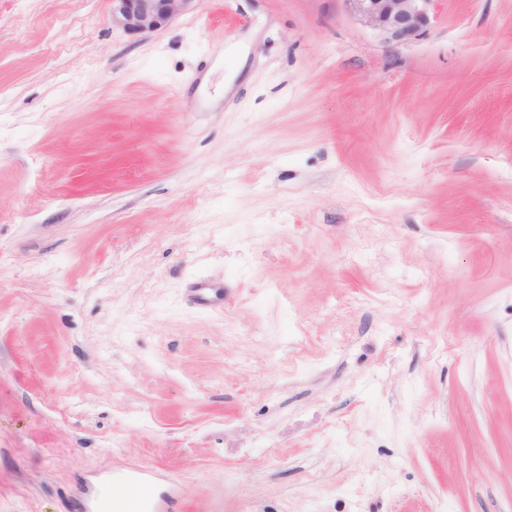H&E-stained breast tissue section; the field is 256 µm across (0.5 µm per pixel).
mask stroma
I'll return each mask as SVG.
<instances>
[{"instance_id":"1","label":"stroma","mask_w":512,"mask_h":512,"mask_svg":"<svg viewBox=\"0 0 512 512\" xmlns=\"http://www.w3.org/2000/svg\"><path fill=\"white\" fill-rule=\"evenodd\" d=\"M111 12L0 0V512H512V0ZM196 1L201 0H112V25L130 34L152 33ZM435 0H342L348 15L385 44L401 45L431 24ZM157 473L145 466L131 469L112 481L100 483L92 490L84 512H179L183 497L172 488L159 491ZM112 482V492L110 484ZM122 487L114 493L113 487Z\"/></svg>"}]
</instances>
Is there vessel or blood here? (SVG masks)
Returning <instances> with one entry per match:
<instances>
[{
    "mask_svg": "<svg viewBox=\"0 0 512 512\" xmlns=\"http://www.w3.org/2000/svg\"><path fill=\"white\" fill-rule=\"evenodd\" d=\"M182 506L179 493L160 489L155 472L139 466L94 487L84 512H181Z\"/></svg>",
    "mask_w": 512,
    "mask_h": 512,
    "instance_id": "vessel-or-blood-1",
    "label": "vessel or blood"
}]
</instances>
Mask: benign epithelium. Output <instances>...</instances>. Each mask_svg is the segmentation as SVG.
I'll list each match as a JSON object with an SVG mask.
<instances>
[{"label":"benign epithelium","instance_id":"benign-epithelium-1","mask_svg":"<svg viewBox=\"0 0 512 512\" xmlns=\"http://www.w3.org/2000/svg\"><path fill=\"white\" fill-rule=\"evenodd\" d=\"M195 0H112V25L130 34L166 27ZM348 15L388 45L408 43L431 24L434 0H342Z\"/></svg>","mask_w":512,"mask_h":512}]
</instances>
